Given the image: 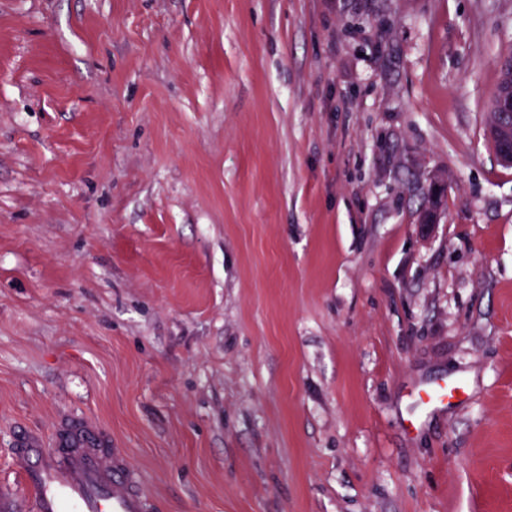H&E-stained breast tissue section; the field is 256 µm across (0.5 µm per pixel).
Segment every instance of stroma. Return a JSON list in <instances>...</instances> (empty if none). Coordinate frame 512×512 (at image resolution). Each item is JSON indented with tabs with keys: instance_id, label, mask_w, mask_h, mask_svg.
Segmentation results:
<instances>
[{
	"instance_id": "stroma-1",
	"label": "stroma",
	"mask_w": 512,
	"mask_h": 512,
	"mask_svg": "<svg viewBox=\"0 0 512 512\" xmlns=\"http://www.w3.org/2000/svg\"><path fill=\"white\" fill-rule=\"evenodd\" d=\"M511 49L512 0H0V512L73 422L154 512H512ZM508 65L511 69V85L504 87L497 94V106L501 112H496L493 129L502 145L498 156L500 161L512 165V59Z\"/></svg>"
}]
</instances>
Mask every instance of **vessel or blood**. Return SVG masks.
Segmentation results:
<instances>
[{
    "instance_id": "obj_1",
    "label": "vessel or blood",
    "mask_w": 512,
    "mask_h": 512,
    "mask_svg": "<svg viewBox=\"0 0 512 512\" xmlns=\"http://www.w3.org/2000/svg\"><path fill=\"white\" fill-rule=\"evenodd\" d=\"M13 454L35 497L36 512H150L152 508L122 449L89 443L49 450L28 436Z\"/></svg>"
}]
</instances>
